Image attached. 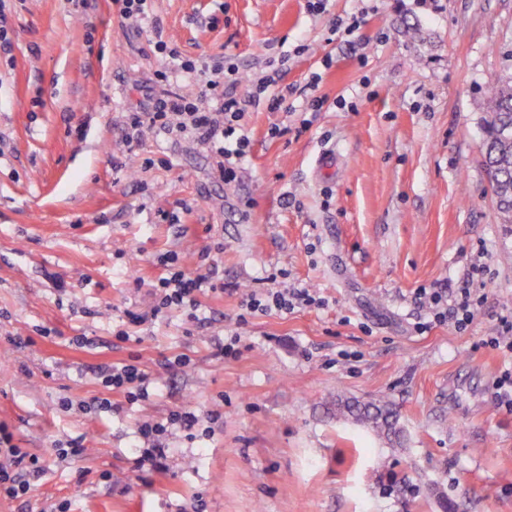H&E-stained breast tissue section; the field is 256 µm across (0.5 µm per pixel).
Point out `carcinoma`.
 <instances>
[{"label": "carcinoma", "mask_w": 512, "mask_h": 512, "mask_svg": "<svg viewBox=\"0 0 512 512\" xmlns=\"http://www.w3.org/2000/svg\"><path fill=\"white\" fill-rule=\"evenodd\" d=\"M486 112L482 118L481 145L485 171L496 187L497 207L512 215V77L502 78L487 90ZM336 416L372 428L391 446L402 444V429L397 412L387 402H361L336 399Z\"/></svg>", "instance_id": "cac0c4a2"}]
</instances>
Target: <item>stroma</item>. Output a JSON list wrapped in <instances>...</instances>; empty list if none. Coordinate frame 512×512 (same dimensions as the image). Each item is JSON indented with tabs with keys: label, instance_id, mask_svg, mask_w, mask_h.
<instances>
[{
	"label": "stroma",
	"instance_id": "35a3bbf8",
	"mask_svg": "<svg viewBox=\"0 0 512 512\" xmlns=\"http://www.w3.org/2000/svg\"><path fill=\"white\" fill-rule=\"evenodd\" d=\"M152 13L162 36L127 29L113 0H5L0 427L45 470L0 512H192L198 494L206 512H512V413L495 398L512 353L490 342L512 314V223L479 148L485 92L512 75V0H152ZM160 37L198 66L236 67L245 97L278 69L288 108L247 102L238 182L215 180L189 139L123 145L122 117L149 92L199 91L153 81ZM328 151L331 172L317 167ZM205 250L224 286L200 295V323L151 317L158 256L192 270ZM480 258L468 330L417 332L418 290ZM292 283L321 304L239 323L244 294ZM129 310L146 321L116 343ZM233 334L237 355L215 358ZM178 354L189 365L166 368ZM132 357L148 399L83 410L98 368ZM340 396L392 403L403 447L333 415ZM181 406L224 419L170 429L166 469L143 483L137 427ZM77 436L84 456L59 462L55 441Z\"/></svg>",
	"mask_w": 512,
	"mask_h": 512
}]
</instances>
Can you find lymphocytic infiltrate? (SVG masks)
Here are the masks:
<instances>
[{
	"label": "lymphocytic infiltrate",
	"mask_w": 512,
	"mask_h": 512,
	"mask_svg": "<svg viewBox=\"0 0 512 512\" xmlns=\"http://www.w3.org/2000/svg\"><path fill=\"white\" fill-rule=\"evenodd\" d=\"M245 106L233 89L224 85L223 67H215L205 77L197 97L166 94L149 99L143 111L127 115L126 142L139 139L143 128L150 127L166 134L188 138L204 146L214 157L216 170L224 182L237 178L235 163L246 155L249 145L247 135L241 134ZM164 272L153 286L154 305L152 317H159L173 309L183 310L189 322H198L199 296L207 289H215V266L196 272L178 265L173 254L159 259ZM480 265H472L469 275L455 287L428 293V303L434 322L453 320L458 330H466L473 319L478 300L472 285ZM319 297L314 289L290 286L268 291L265 296L248 294L242 303L244 314L261 312H288L299 306L317 304ZM151 378L139 362L128 360L116 365L101 380L103 395L93 397V409L108 412L113 408L112 396H122L134 404L148 397ZM200 419L195 411L181 407L173 410L162 422L146 421L139 425L138 433L145 446L136 460L141 471L160 472L165 468V436L172 427L195 430ZM39 456L23 451L11 443L10 435L0 436V497L18 499L30 488L26 475L42 473Z\"/></svg>",
	"instance_id": "lymphocytic-infiltrate-1"
}]
</instances>
